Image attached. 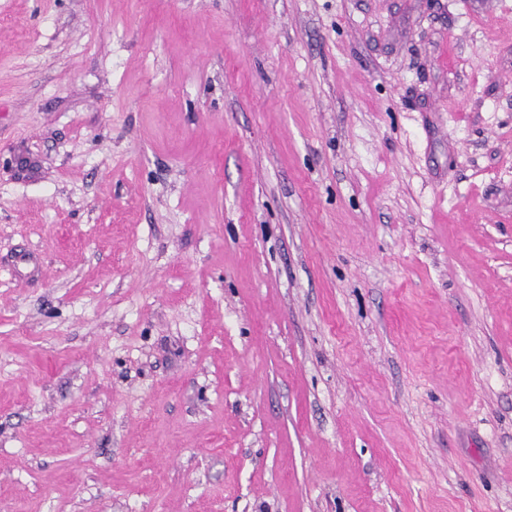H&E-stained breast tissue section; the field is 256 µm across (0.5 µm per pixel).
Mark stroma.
I'll use <instances>...</instances> for the list:
<instances>
[{
	"label": "stroma",
	"instance_id": "stroma-1",
	"mask_svg": "<svg viewBox=\"0 0 512 512\" xmlns=\"http://www.w3.org/2000/svg\"><path fill=\"white\" fill-rule=\"evenodd\" d=\"M0 512H512V0H0Z\"/></svg>",
	"mask_w": 512,
	"mask_h": 512
}]
</instances>
